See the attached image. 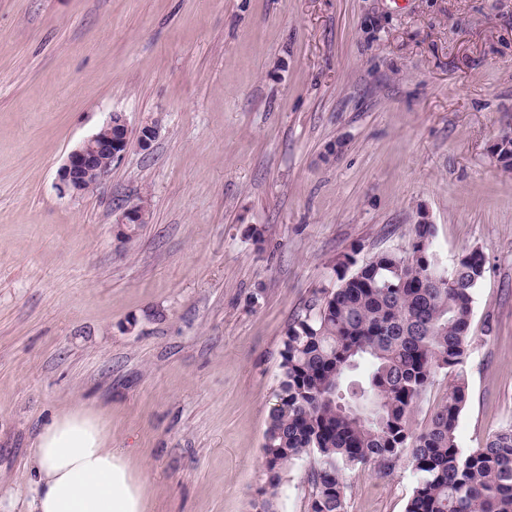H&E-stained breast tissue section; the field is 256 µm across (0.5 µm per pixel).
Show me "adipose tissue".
Segmentation results:
<instances>
[{
    "instance_id": "obj_1",
    "label": "adipose tissue",
    "mask_w": 512,
    "mask_h": 512,
    "mask_svg": "<svg viewBox=\"0 0 512 512\" xmlns=\"http://www.w3.org/2000/svg\"><path fill=\"white\" fill-rule=\"evenodd\" d=\"M33 512H147L141 471L113 447L98 412L72 406L46 424L33 447Z\"/></svg>"
}]
</instances>
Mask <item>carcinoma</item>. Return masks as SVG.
Wrapping results in <instances>:
<instances>
[{
  "label": "carcinoma",
  "instance_id": "carcinoma-1",
  "mask_svg": "<svg viewBox=\"0 0 512 512\" xmlns=\"http://www.w3.org/2000/svg\"><path fill=\"white\" fill-rule=\"evenodd\" d=\"M434 240L435 225L416 224L408 254L339 255L336 287L288 323L256 512H278L284 475L299 461L310 466L307 512H347L346 471L387 474L405 456L416 477L405 512H512V423L469 451L455 436L484 258L473 250L444 267ZM441 374L446 393L417 433L415 409Z\"/></svg>",
  "mask_w": 512,
  "mask_h": 512
}]
</instances>
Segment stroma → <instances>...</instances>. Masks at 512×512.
<instances>
[{"instance_id":"stroma-1","label":"stroma","mask_w":512,"mask_h":512,"mask_svg":"<svg viewBox=\"0 0 512 512\" xmlns=\"http://www.w3.org/2000/svg\"><path fill=\"white\" fill-rule=\"evenodd\" d=\"M113 112L152 149L59 195ZM507 132L512 0H0V512H30L37 435L79 402L149 512H256L289 320L423 218L444 264L485 260L456 428L481 447L512 423ZM346 480L348 512H404L415 476Z\"/></svg>"}]
</instances>
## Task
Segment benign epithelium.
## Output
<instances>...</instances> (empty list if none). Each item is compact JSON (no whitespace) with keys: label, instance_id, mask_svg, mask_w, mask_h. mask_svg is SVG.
I'll return each mask as SVG.
<instances>
[{"label":"benign epithelium","instance_id":"1","mask_svg":"<svg viewBox=\"0 0 512 512\" xmlns=\"http://www.w3.org/2000/svg\"><path fill=\"white\" fill-rule=\"evenodd\" d=\"M157 134L154 122H146L134 132L123 114H110L95 133L70 151L60 169L57 189L64 195L83 193L89 181H99L108 171L104 162L119 160L133 144L142 151L150 150ZM146 215V205L140 201L124 209L119 223L144 224Z\"/></svg>","mask_w":512,"mask_h":512}]
</instances>
